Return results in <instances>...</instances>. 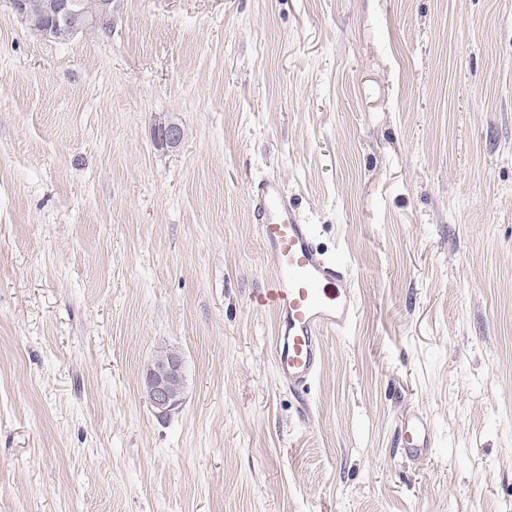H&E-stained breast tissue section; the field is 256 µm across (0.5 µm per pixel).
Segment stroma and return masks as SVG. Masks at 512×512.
<instances>
[{"label": "stroma", "instance_id": "stroma-1", "mask_svg": "<svg viewBox=\"0 0 512 512\" xmlns=\"http://www.w3.org/2000/svg\"><path fill=\"white\" fill-rule=\"evenodd\" d=\"M268 175L359 304L302 397ZM0 512H512V0H113L66 41L0 0ZM181 370V362L175 360L162 366L151 367L148 372L152 383L153 404L159 409L160 414H171L180 407L179 403L169 398L168 385L171 376ZM404 442L411 455H421L430 448V428L418 415L407 418L403 424Z\"/></svg>", "mask_w": 512, "mask_h": 512}]
</instances>
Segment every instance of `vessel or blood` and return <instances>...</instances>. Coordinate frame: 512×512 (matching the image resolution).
Listing matches in <instances>:
<instances>
[{
    "instance_id": "obj_1",
    "label": "vessel or blood",
    "mask_w": 512,
    "mask_h": 512,
    "mask_svg": "<svg viewBox=\"0 0 512 512\" xmlns=\"http://www.w3.org/2000/svg\"><path fill=\"white\" fill-rule=\"evenodd\" d=\"M252 197L273 269L255 301L275 317L272 360L278 378L302 388L321 367L323 333L347 330L357 317V301L343 266L320 251L312 226L301 222L278 179H260ZM403 435L410 454L427 452L430 428L423 418H407Z\"/></svg>"
}]
</instances>
